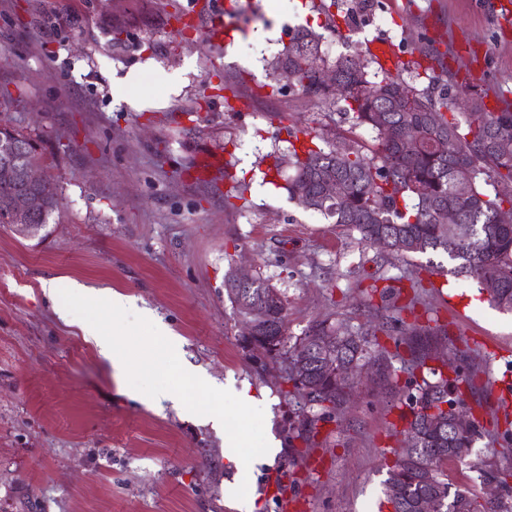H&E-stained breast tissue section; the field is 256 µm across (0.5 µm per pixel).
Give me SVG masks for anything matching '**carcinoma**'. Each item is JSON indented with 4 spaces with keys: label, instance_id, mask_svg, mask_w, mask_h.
<instances>
[{
    "label": "carcinoma",
    "instance_id": "carcinoma-1",
    "mask_svg": "<svg viewBox=\"0 0 512 512\" xmlns=\"http://www.w3.org/2000/svg\"><path fill=\"white\" fill-rule=\"evenodd\" d=\"M321 40L311 30L298 31L278 60L279 67L304 95L333 105L343 103V115L352 126L375 131L378 149H314L300 140L308 131H288L294 138L288 154L294 170L287 185L290 199L334 219L339 227L357 231L365 244L385 241L382 250L388 254L446 255L454 263L452 273L476 279L494 307L512 312V223L497 219L501 210L512 207V196L498 192L499 184L512 182V110L490 112L482 93L466 89L469 111H455L457 87L435 72V58L428 52L424 58L431 66L415 74L423 87L389 72L373 83L368 79L373 57L340 54L329 66L322 57ZM327 69L336 74L343 93L322 84L320 73ZM24 108L21 98L0 92V114ZM11 134L30 145L25 162L41 165L35 140L15 129ZM461 162L470 167L463 185L456 177ZM328 174L343 186L336 198L322 195L321 182ZM28 191L22 183L0 181V224L15 223V201ZM448 208L470 226L468 239L458 238L455 225L440 222L439 211ZM224 291L236 315L249 305L258 307L262 319L253 339L270 345V357L286 365L288 396L296 400L299 413L290 440L309 442L319 433L318 423L341 416L354 395L355 381L329 374L316 356L293 374L291 364L301 346L324 336L336 337L338 373L345 368L357 372L371 359L398 356L403 348L415 393L399 420L414 445L389 467L384 505L391 512H424L423 500L435 495L441 500V512H512V471L484 473V479L497 481L500 494L483 502L469 489L448 482L445 466L465 462L478 439L488 436L511 444L512 420L506 412L504 422L496 418L488 429L475 415L464 396V391H474L478 378L472 357L460 352L459 360L466 367L453 365L454 377L445 374L448 359L429 352L424 337L446 336L448 325L430 326L417 319L407 324L400 318L402 311L413 310L416 298L404 306L386 307V320L400 324L396 334L384 326L343 334L320 322L289 347L284 297L266 279L254 275L243 291L228 287ZM458 415L467 419L466 426H454Z\"/></svg>",
    "mask_w": 512,
    "mask_h": 512
}]
</instances>
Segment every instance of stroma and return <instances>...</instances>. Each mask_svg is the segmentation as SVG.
Returning <instances> with one entry per match:
<instances>
[{
	"label": "stroma",
	"mask_w": 512,
	"mask_h": 512,
	"mask_svg": "<svg viewBox=\"0 0 512 512\" xmlns=\"http://www.w3.org/2000/svg\"><path fill=\"white\" fill-rule=\"evenodd\" d=\"M381 28L345 46L363 52L388 41L409 59L440 54L444 77L488 96H512V15L491 0H370ZM235 28L208 40L212 15ZM336 8L314 0H0V89L23 92L27 109L13 126L43 133L42 170L57 185L60 213L45 238L0 226V512H238L239 488L256 512H378L383 482L402 451L393 425L410 392L391 358L363 370L358 399L342 424L291 455V407L280 365L245 348L224 295V275L260 274L286 298L288 340L317 321L360 332L381 323L380 298L357 280L379 269L407 285L438 254L390 258L357 232L289 200V127L334 141L337 108L318 103L276 72L298 30L335 40ZM183 74L170 88L173 74ZM221 155L206 180L195 167ZM245 203H230L233 181ZM72 279L110 288L155 312L181 341L149 371L118 372L86 339L95 309L73 304L60 319L42 286ZM441 292L424 304L465 337L483 373L479 415L492 420L512 384V313L492 307L473 279L435 277ZM194 366L224 386L216 394L186 372ZM249 386L256 405L242 411L235 390ZM175 390L182 408L145 396ZM236 418L244 475L227 468L223 431L210 413ZM280 443L273 464L260 458ZM512 469V450L489 438L469 463L448 466V480L476 496L486 485L472 469Z\"/></svg>",
	"instance_id": "obj_1"
}]
</instances>
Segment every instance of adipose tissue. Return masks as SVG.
Returning a JSON list of instances; mask_svg holds the SVG:
<instances>
[{"instance_id":"adipose-tissue-1","label":"adipose tissue","mask_w":512,"mask_h":512,"mask_svg":"<svg viewBox=\"0 0 512 512\" xmlns=\"http://www.w3.org/2000/svg\"><path fill=\"white\" fill-rule=\"evenodd\" d=\"M43 290L51 299L54 308L61 318L71 315L70 300L79 299L92 302L104 307L111 314L119 315L129 310H136L142 322L153 324L159 338L163 339L167 350L174 351L180 346L177 337L172 336L170 330L163 324L157 323L149 308L138 306L134 297L124 295L109 288H87L73 280H52L44 283Z\"/></svg>"}]
</instances>
